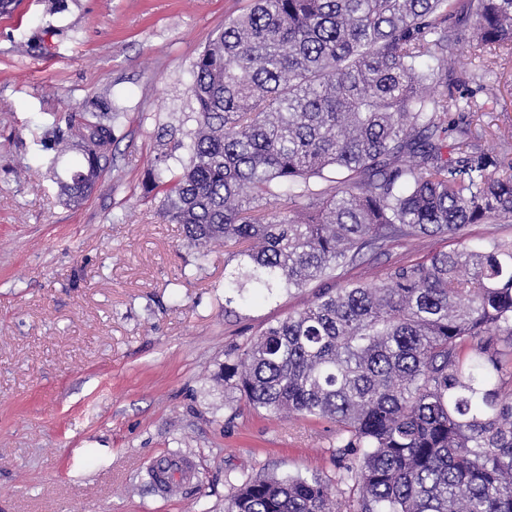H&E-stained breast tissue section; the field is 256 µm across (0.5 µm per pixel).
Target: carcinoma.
Listing matches in <instances>:
<instances>
[{"label":"carcinoma","mask_w":512,"mask_h":512,"mask_svg":"<svg viewBox=\"0 0 512 512\" xmlns=\"http://www.w3.org/2000/svg\"><path fill=\"white\" fill-rule=\"evenodd\" d=\"M512 56V0H251L192 66L194 128L145 194L188 245L222 243L224 288L317 292L228 354L224 384L256 410L336 423L355 457L353 512H512V237L397 262L377 283L338 269L512 219V163L460 131L448 50L460 26ZM112 100L57 117L40 145L81 158L82 204L120 141ZM272 200L287 207L268 210ZM226 512H333L316 478L244 481Z\"/></svg>","instance_id":"cac0c4a2"}]
</instances>
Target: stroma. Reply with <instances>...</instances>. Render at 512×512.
I'll return each instance as SVG.
<instances>
[{
  "instance_id": "35a3bbf8",
  "label": "stroma",
  "mask_w": 512,
  "mask_h": 512,
  "mask_svg": "<svg viewBox=\"0 0 512 512\" xmlns=\"http://www.w3.org/2000/svg\"><path fill=\"white\" fill-rule=\"evenodd\" d=\"M249 0H20L0 15V512H224L246 479L319 477L338 512L336 425L270 417L226 390L227 352L302 309L313 288L251 303L224 292L221 245L184 244L143 182L162 130L183 139L192 64ZM455 63L482 74L471 143L512 135V58L491 61L462 26ZM97 98L124 114L94 193L66 205L55 177L78 160L39 141L54 114ZM428 238L347 267L373 283L398 261L456 247ZM179 491L146 471L172 450Z\"/></svg>"
}]
</instances>
